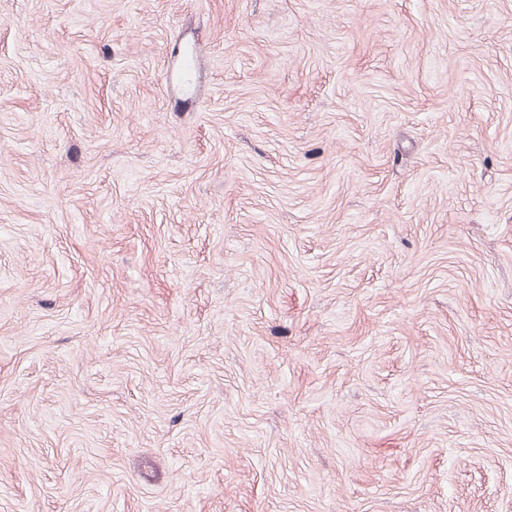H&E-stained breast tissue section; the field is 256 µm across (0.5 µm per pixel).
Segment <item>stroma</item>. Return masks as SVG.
I'll return each instance as SVG.
<instances>
[{"label": "stroma", "instance_id": "stroma-1", "mask_svg": "<svg viewBox=\"0 0 512 512\" xmlns=\"http://www.w3.org/2000/svg\"><path fill=\"white\" fill-rule=\"evenodd\" d=\"M0 512H512V0H0Z\"/></svg>", "mask_w": 512, "mask_h": 512}]
</instances>
